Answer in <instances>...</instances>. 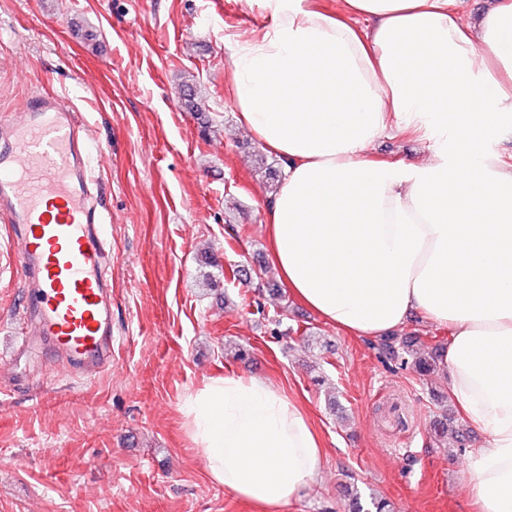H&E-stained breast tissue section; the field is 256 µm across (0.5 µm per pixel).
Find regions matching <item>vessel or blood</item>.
Listing matches in <instances>:
<instances>
[{"label": "vessel or blood", "mask_w": 512, "mask_h": 512, "mask_svg": "<svg viewBox=\"0 0 512 512\" xmlns=\"http://www.w3.org/2000/svg\"><path fill=\"white\" fill-rule=\"evenodd\" d=\"M0 137V222L18 233L36 303L35 319L17 325L18 339L28 349L52 341L99 374L112 365V246L87 160L104 163L108 150L83 114L52 92L22 102Z\"/></svg>", "instance_id": "1"}]
</instances>
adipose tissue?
I'll return each instance as SVG.
<instances>
[{"mask_svg": "<svg viewBox=\"0 0 512 512\" xmlns=\"http://www.w3.org/2000/svg\"><path fill=\"white\" fill-rule=\"evenodd\" d=\"M268 26L228 35L240 124L286 161L268 208L289 292L354 336L422 312L451 331L438 364L471 426L479 512H512V0H257ZM427 76L411 78L406 62ZM477 130L460 150L463 128ZM410 133L417 160L368 148ZM210 478L279 512L310 489L323 445L267 383L210 378L184 409Z\"/></svg>", "mask_w": 512, "mask_h": 512, "instance_id": "1", "label": "adipose tissue"}]
</instances>
